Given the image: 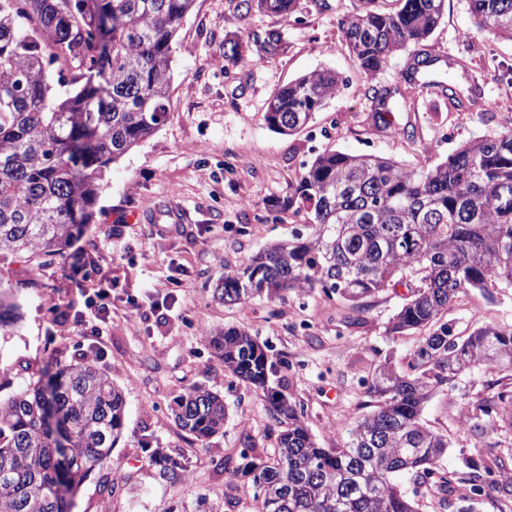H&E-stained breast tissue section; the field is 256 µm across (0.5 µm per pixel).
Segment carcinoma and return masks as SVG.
Here are the masks:
<instances>
[{"label":"carcinoma","instance_id":"cac0c4a2","mask_svg":"<svg viewBox=\"0 0 512 512\" xmlns=\"http://www.w3.org/2000/svg\"><path fill=\"white\" fill-rule=\"evenodd\" d=\"M195 0H0V258L61 257L83 237L110 166L152 136L168 114L173 44ZM293 15L299 0H259ZM341 23L349 52L368 78L413 48L407 78L434 72L422 50L444 15L445 0H400L393 11L357 0ZM476 26L512 40V0H468ZM258 59L282 48L281 34L256 41ZM227 67L253 64L238 40L224 43ZM342 84L333 70L305 74L269 100L276 132L304 130ZM455 107L465 96L428 82ZM399 90H374L372 115L390 127ZM311 215L292 232L228 269L213 296L247 305L319 288L345 301L347 326L362 323L368 301L403 285L408 295L390 318L391 335L419 332L408 369L386 358L368 381L374 409L341 448H322L302 409L271 384L275 364L245 328L204 333L224 371L261 391L287 424L274 455L256 445L224 482L255 488L254 512H418L400 478L433 476L448 436L422 421L426 403L465 372L512 367V327L485 324L448 342L441 322L459 294L512 288V132L461 145L429 167L374 155L320 153L304 166L288 198ZM15 302L0 298V332L14 324ZM505 395L479 406L512 420ZM181 429L205 442L224 429V398L194 384L174 400ZM126 404L111 376L85 359L56 365L0 398V512H73L76 492L111 458ZM163 475L183 470L155 450Z\"/></svg>","mask_w":512,"mask_h":512}]
</instances>
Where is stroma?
Masks as SVG:
<instances>
[{"label": "stroma", "instance_id": "1", "mask_svg": "<svg viewBox=\"0 0 512 512\" xmlns=\"http://www.w3.org/2000/svg\"><path fill=\"white\" fill-rule=\"evenodd\" d=\"M237 4L196 0L174 46L167 121L111 165L87 232L66 258L17 255L0 263V282L12 286L20 306L18 323L0 333V397L56 362L80 361L93 347L98 367L126 399L123 436L77 494L74 512H253L252 486L225 500V471L240 464L247 442L273 453L283 426L253 388L213 358L192 325L197 318L211 331L248 327L278 362L274 384L303 406L319 446H343L350 426L370 410L365 383L376 366L389 358L406 368L418 344L417 336L386 332L404 288L379 293L363 324L346 326L336 316L344 302L318 288L241 306L215 300V285L226 268L304 229L307 216L286 205L304 163L324 150L434 166L471 139L512 128V40L478 30L467 0H446L427 45L440 58L439 71L464 84L481 77L482 102L457 112L426 91L399 101L386 130L369 119V89L403 86L410 58L399 53L373 81L360 73L341 30L356 0H300L287 18L256 8L244 15ZM269 29L281 33L282 50L254 66L225 67V38ZM322 69L339 73L344 87L305 130L274 132L264 118L268 99ZM168 213L177 221L158 236L154 226ZM172 278L180 279L178 288H169ZM99 288L112 291V321L96 343L74 320ZM442 320L458 336L484 322L510 327L512 288L459 295ZM197 383L223 395L228 407L223 433L203 443L171 413L174 399ZM503 390L512 391V371L466 372L428 403L424 423L447 433L450 443L441 466L465 481L444 498L405 482L420 512H458L470 498L477 512H512V471L494 464L512 458V426L474 430L480 405ZM151 447L179 459L183 471L160 475ZM472 467L474 483L466 479ZM116 470L124 482L113 483Z\"/></svg>", "mask_w": 512, "mask_h": 512}]
</instances>
